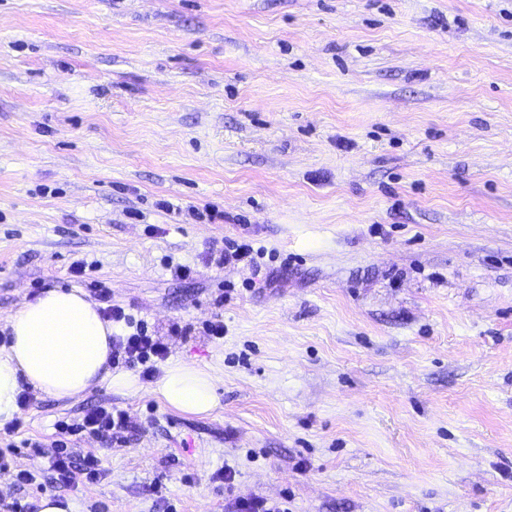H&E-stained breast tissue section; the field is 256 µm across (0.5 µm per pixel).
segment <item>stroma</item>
Instances as JSON below:
<instances>
[{"instance_id": "1", "label": "stroma", "mask_w": 512, "mask_h": 512, "mask_svg": "<svg viewBox=\"0 0 512 512\" xmlns=\"http://www.w3.org/2000/svg\"><path fill=\"white\" fill-rule=\"evenodd\" d=\"M239 237L260 271L210 264ZM93 280L216 406L33 393L0 512H512V0H0V347ZM108 403L125 442L57 485L55 422ZM284 503L278 499L252 496L231 499L226 507L228 512H288V508H283Z\"/></svg>"}]
</instances>
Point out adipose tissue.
Listing matches in <instances>:
<instances>
[{
	"instance_id": "1",
	"label": "adipose tissue",
	"mask_w": 512,
	"mask_h": 512,
	"mask_svg": "<svg viewBox=\"0 0 512 512\" xmlns=\"http://www.w3.org/2000/svg\"><path fill=\"white\" fill-rule=\"evenodd\" d=\"M7 327L9 344L0 348V426L18 412L26 384L64 400L96 385L129 391L137 386L132 374L111 371L112 324L79 290L47 289L22 303ZM156 392L184 413L203 414L216 405L211 376L185 363L166 367Z\"/></svg>"
}]
</instances>
